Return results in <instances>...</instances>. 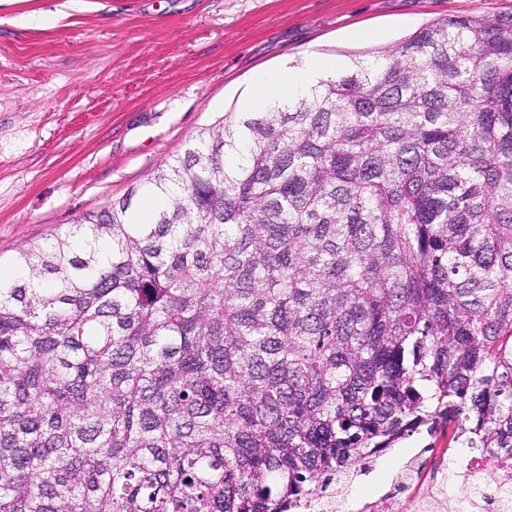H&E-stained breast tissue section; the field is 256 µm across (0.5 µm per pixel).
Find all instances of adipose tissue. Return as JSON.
Masks as SVG:
<instances>
[{"label":"adipose tissue","instance_id":"adipose-tissue-1","mask_svg":"<svg viewBox=\"0 0 512 512\" xmlns=\"http://www.w3.org/2000/svg\"><path fill=\"white\" fill-rule=\"evenodd\" d=\"M344 67L342 60L327 59L311 53L299 64L284 67L280 72L258 73L251 90L243 96L242 106L251 110L284 98L302 97L317 81L336 76Z\"/></svg>","mask_w":512,"mask_h":512}]
</instances>
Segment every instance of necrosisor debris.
Here are the masks:
<instances>
[{
  "label": "necrosis or debris",
  "instance_id": "necrosis-or-debris-1",
  "mask_svg": "<svg viewBox=\"0 0 512 512\" xmlns=\"http://www.w3.org/2000/svg\"><path fill=\"white\" fill-rule=\"evenodd\" d=\"M347 478L297 501L288 512H512V454L428 447L410 454L380 492L349 501Z\"/></svg>",
  "mask_w": 512,
  "mask_h": 512
}]
</instances>
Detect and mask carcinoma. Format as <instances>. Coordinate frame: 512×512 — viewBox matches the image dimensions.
<instances>
[{
    "mask_svg": "<svg viewBox=\"0 0 512 512\" xmlns=\"http://www.w3.org/2000/svg\"><path fill=\"white\" fill-rule=\"evenodd\" d=\"M0 281V512H285L424 427L512 449V14L201 134Z\"/></svg>",
    "mask_w": 512,
    "mask_h": 512,
    "instance_id": "cac0c4a2",
    "label": "carcinoma"
}]
</instances>
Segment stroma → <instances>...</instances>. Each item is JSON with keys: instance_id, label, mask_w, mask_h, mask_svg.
I'll return each mask as SVG.
<instances>
[{"instance_id": "stroma-1", "label": "stroma", "mask_w": 512, "mask_h": 512, "mask_svg": "<svg viewBox=\"0 0 512 512\" xmlns=\"http://www.w3.org/2000/svg\"><path fill=\"white\" fill-rule=\"evenodd\" d=\"M48 14L41 27L19 21ZM512 0H0V264L122 200L305 53L375 63L440 19ZM399 442L350 499L387 484Z\"/></svg>"}]
</instances>
